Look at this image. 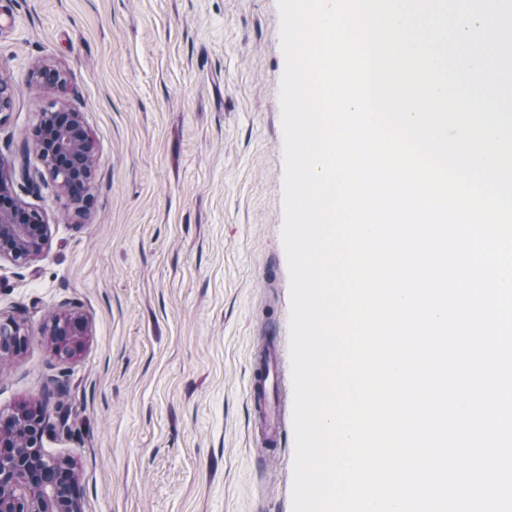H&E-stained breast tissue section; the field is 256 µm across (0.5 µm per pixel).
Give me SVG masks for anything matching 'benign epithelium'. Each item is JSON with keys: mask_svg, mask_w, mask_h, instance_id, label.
I'll return each mask as SVG.
<instances>
[{"mask_svg": "<svg viewBox=\"0 0 512 512\" xmlns=\"http://www.w3.org/2000/svg\"><path fill=\"white\" fill-rule=\"evenodd\" d=\"M83 113L67 109L62 113L44 112L40 124L47 133L33 140L51 179L58 185H89L94 168V140L80 134ZM30 182L29 171L15 170L0 158V197L11 195L15 178ZM48 243V224L44 214L30 209L18 218L16 211L0 209V259L27 264L43 254ZM88 321L77 309L57 316L45 333L55 353L76 355L87 335ZM28 339V334L13 319L0 315V361L7 360ZM13 422L17 441L0 435V512H81L80 489L74 463L69 458L43 454L44 410L21 406L8 417Z\"/></svg>", "mask_w": 512, "mask_h": 512, "instance_id": "1", "label": "benign epithelium"}]
</instances>
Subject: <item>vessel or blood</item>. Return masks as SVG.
<instances>
[{"instance_id": "vessel-or-blood-1", "label": "vessel or blood", "mask_w": 512, "mask_h": 512, "mask_svg": "<svg viewBox=\"0 0 512 512\" xmlns=\"http://www.w3.org/2000/svg\"><path fill=\"white\" fill-rule=\"evenodd\" d=\"M261 350L252 359L250 393L258 407L259 443L265 453L281 448L288 420V380L275 332H267Z\"/></svg>"}]
</instances>
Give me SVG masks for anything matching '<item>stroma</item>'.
Wrapping results in <instances>:
<instances>
[{"label": "stroma", "mask_w": 512, "mask_h": 512, "mask_svg": "<svg viewBox=\"0 0 512 512\" xmlns=\"http://www.w3.org/2000/svg\"><path fill=\"white\" fill-rule=\"evenodd\" d=\"M284 68L278 0H0V157L42 171L53 102L95 142L82 210L50 178L16 182L49 243L0 261V312L29 333L0 417L44 405L82 512H292L295 440L265 454L248 397L266 327L291 364ZM73 306L88 334L67 359L43 330Z\"/></svg>", "instance_id": "stroma-1"}]
</instances>
